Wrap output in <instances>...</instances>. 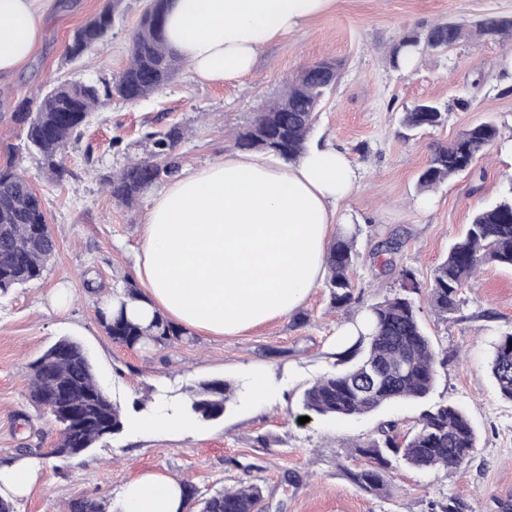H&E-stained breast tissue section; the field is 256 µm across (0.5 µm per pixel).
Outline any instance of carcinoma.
Wrapping results in <instances>:
<instances>
[{
	"instance_id": "obj_1",
	"label": "carcinoma",
	"mask_w": 512,
	"mask_h": 512,
	"mask_svg": "<svg viewBox=\"0 0 512 512\" xmlns=\"http://www.w3.org/2000/svg\"><path fill=\"white\" fill-rule=\"evenodd\" d=\"M121 2L107 0L102 10L75 30L66 45L70 58L84 55L105 40ZM169 3L149 0L132 36L128 64L112 85L101 90L91 84L62 82L39 100L35 111L19 113L26 126L27 146L39 156L50 176H62V151L103 99L138 101L177 76L183 60L166 46L164 36ZM476 28L482 36L511 37L512 19L486 18L477 22ZM462 32V25L445 23L435 24L423 34L409 33L395 47L392 63L398 64L404 51L450 47L460 40ZM335 76V65L323 61L287 81L282 93L249 126L237 132L235 146L241 150H269L290 159L299 157ZM444 121L445 114L430 101L416 103L402 119L404 126L420 131L439 127ZM154 137L156 160H133L109 180L115 201L131 206L161 175L175 172L172 153L184 137L183 130L173 127ZM498 138L499 127L489 119L463 131L448 144L434 146L419 173V190H434L469 171ZM358 233L355 224L353 231L337 233L327 248L325 287L336 308H349L356 302L350 272L359 258ZM55 251L41 198L17 172L15 164L5 162L0 165V294L40 279ZM488 263L512 269V180L496 202L474 215L463 235L454 240L446 257L434 268L428 303L439 320L446 322L448 316L459 311L463 286L481 265ZM417 291L414 273L401 271L400 291L366 308L370 332L355 337L348 348L336 353L344 368L304 388V410L315 416L346 419L372 413L390 402L428 399L436 383L438 361L413 297ZM98 316L112 340L128 347L144 340L165 346L186 334L161 315L147 326L130 320L123 311L110 318L100 311ZM488 365L501 398L512 402V332L503 334L493 345ZM57 386L67 387L72 411L51 412L59 428V440L51 454L62 456L71 448L86 450L123 431L126 418L98 384L82 345L69 337L58 339L31 364L29 397L34 403L47 407L46 395ZM233 394L234 388L226 381H206L199 384L183 407L201 420H214L224 415ZM379 434L355 446V453L369 459L367 467L348 472L361 490L379 496L390 492L387 474L394 458L415 470L457 473L477 448L470 418L448 402L424 410L402 436L395 422L382 425ZM263 501L262 488L250 484L202 499L200 512H259L258 505ZM428 512H465V505L448 494L430 501Z\"/></svg>"
}]
</instances>
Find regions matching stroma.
<instances>
[{"label":"stroma","mask_w":512,"mask_h":512,"mask_svg":"<svg viewBox=\"0 0 512 512\" xmlns=\"http://www.w3.org/2000/svg\"><path fill=\"white\" fill-rule=\"evenodd\" d=\"M57 2L32 60L0 81V164L13 159L42 197L56 242L41 279L0 295V463L23 455L40 462L14 512H66L76 499L115 505L124 486L146 472L190 483L205 496L255 483L270 512H426L430 499L448 493L471 512H500V502L512 503V402L500 397L488 367L493 343L512 331V269L482 265L448 321L423 303L450 242L512 179V41L470 32L446 50L420 54L414 69L391 64L404 35L443 22L470 27L489 17L512 18V0H334L301 31L265 47L251 78L203 83L184 69L147 98L105 101L67 146L59 179L28 150L14 114L62 81L111 82L127 62L146 0H123L106 40L74 60L65 55L72 33L106 0ZM322 60L336 62L338 76L310 139L345 149L360 172L357 190L338 205L360 228V258L351 273L359 303L333 308L321 285L295 313L238 335L192 332L170 345L131 348L114 342L98 311L103 297L134 279L150 198L125 206L105 183L153 152L152 133L175 126L185 131L175 149L180 167H202L234 151L235 133L279 96L285 81ZM420 101L440 104L446 122L416 133L405 129L402 112ZM489 118L501 140L472 173L434 192L430 209H420L416 181L431 147ZM405 267L416 276L420 318L441 360L428 402L464 409L478 448L453 477L395 465L390 496L378 497L351 482L349 471L366 461L352 457L350 444L377 436L387 421L408 432L425 404L397 402L367 416L303 423L300 397L306 384L334 371L340 325L393 296ZM61 283L73 293L64 311L50 302ZM62 336L83 344L99 385L128 419L122 433L74 459L50 456L58 430L28 396L30 363ZM256 375L267 386L261 409L253 402ZM211 379L236 387L221 418L196 419L186 428L140 427L139 418L187 400Z\"/></svg>","instance_id":"obj_1"}]
</instances>
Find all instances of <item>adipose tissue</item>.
I'll use <instances>...</instances> for the list:
<instances>
[{
    "mask_svg": "<svg viewBox=\"0 0 512 512\" xmlns=\"http://www.w3.org/2000/svg\"><path fill=\"white\" fill-rule=\"evenodd\" d=\"M332 0H171L167 44L204 82L250 76L261 50L323 14ZM53 0H0V76L30 60ZM358 186L347 152L313 145L289 162L268 151L224 154L185 170L152 199L134 274L142 297H106L146 324L162 315L211 336L237 334L297 311L326 275L337 210ZM178 481L146 473L123 491L122 512H182Z\"/></svg>",
    "mask_w": 512,
    "mask_h": 512,
    "instance_id": "adipose-tissue-1",
    "label": "adipose tissue"
}]
</instances>
